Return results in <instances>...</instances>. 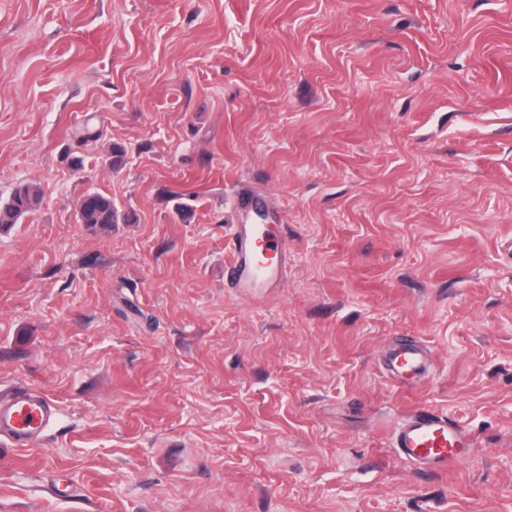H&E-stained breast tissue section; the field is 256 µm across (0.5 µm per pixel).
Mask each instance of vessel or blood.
Instances as JSON below:
<instances>
[{
    "label": "vessel or blood",
    "mask_w": 512,
    "mask_h": 512,
    "mask_svg": "<svg viewBox=\"0 0 512 512\" xmlns=\"http://www.w3.org/2000/svg\"><path fill=\"white\" fill-rule=\"evenodd\" d=\"M288 259L287 242L270 234L265 225H234L224 282L245 296L252 295L262 282L267 287H277ZM385 368L390 381L403 385L409 379L425 377L431 369V358L422 347L405 344L388 354ZM57 415V405L39 390L19 387L1 394L0 439L13 448L38 447ZM473 446L467 430L424 408L409 410L394 436L398 458L428 473L456 466Z\"/></svg>",
    "instance_id": "obj_1"
}]
</instances>
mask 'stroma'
I'll return each mask as SVG.
<instances>
[{
  "instance_id": "1",
  "label": "stroma",
  "mask_w": 512,
  "mask_h": 512,
  "mask_svg": "<svg viewBox=\"0 0 512 512\" xmlns=\"http://www.w3.org/2000/svg\"><path fill=\"white\" fill-rule=\"evenodd\" d=\"M28 183L0 394L60 414L0 442V512H512V0H0V203ZM239 187L291 254L253 297ZM90 191L131 223L81 224ZM412 407L470 457L399 461ZM385 368L390 381L406 386L407 380L422 378L429 373L430 354L418 345L405 344L388 354ZM58 411V406L36 389L19 387L1 394L0 439H5L11 448L38 447Z\"/></svg>"
}]
</instances>
